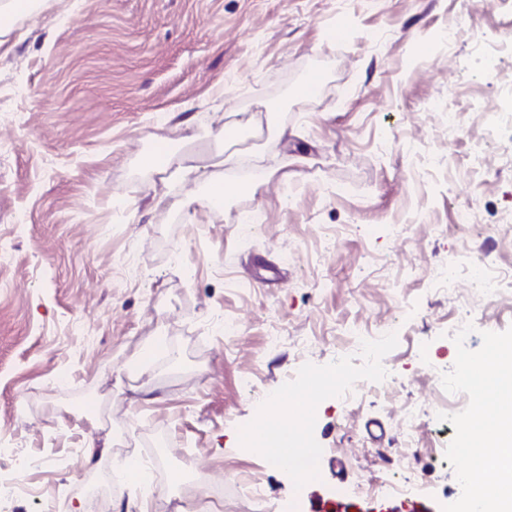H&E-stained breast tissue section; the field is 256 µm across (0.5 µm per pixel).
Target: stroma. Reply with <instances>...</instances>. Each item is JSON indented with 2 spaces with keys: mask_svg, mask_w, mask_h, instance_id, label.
Masks as SVG:
<instances>
[{
  "mask_svg": "<svg viewBox=\"0 0 512 512\" xmlns=\"http://www.w3.org/2000/svg\"><path fill=\"white\" fill-rule=\"evenodd\" d=\"M505 105L512 0H39L17 17L0 32V441L18 453L0 473L37 494L8 512H137L149 490L152 512H195L212 475L222 512H308L402 479L390 410L410 406L421 498L455 502L438 416L468 397L436 377L459 323L472 351L512 327V287L480 286L512 272ZM242 113L258 125L219 139ZM163 145L196 180L147 165ZM292 393L315 406L310 478L237 442ZM131 459L162 468L137 484Z\"/></svg>",
  "mask_w": 512,
  "mask_h": 512,
  "instance_id": "35a3bbf8",
  "label": "stroma"
}]
</instances>
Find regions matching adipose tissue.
<instances>
[{
  "label": "adipose tissue",
  "mask_w": 512,
  "mask_h": 512,
  "mask_svg": "<svg viewBox=\"0 0 512 512\" xmlns=\"http://www.w3.org/2000/svg\"><path fill=\"white\" fill-rule=\"evenodd\" d=\"M313 408L312 399L297 395L292 400L277 403L269 413L276 422L275 427H256L241 434L238 442L271 466L301 474L305 459L312 456L314 450L305 438L299 419L309 415Z\"/></svg>",
  "instance_id": "1"
}]
</instances>
